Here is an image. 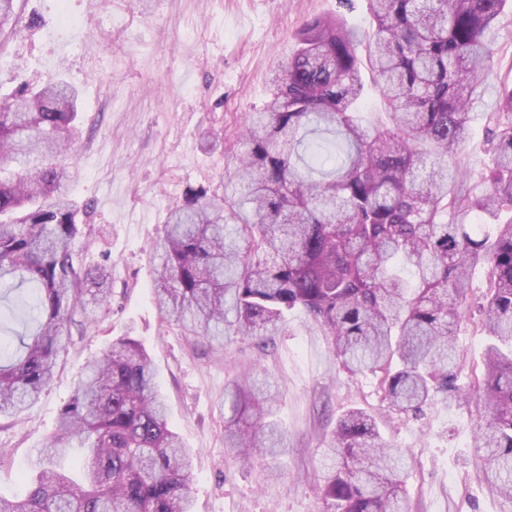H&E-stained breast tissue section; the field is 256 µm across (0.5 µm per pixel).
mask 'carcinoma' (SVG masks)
I'll list each match as a JSON object with an SVG mask.
<instances>
[{"label":"carcinoma","mask_w":512,"mask_h":512,"mask_svg":"<svg viewBox=\"0 0 512 512\" xmlns=\"http://www.w3.org/2000/svg\"><path fill=\"white\" fill-rule=\"evenodd\" d=\"M506 2L369 0L368 34L339 16L308 20L264 105L244 114L224 195L190 188L171 207L155 294L186 336L221 348L273 336L301 310L346 370L381 373L399 415L419 416L440 394L476 397L486 485L512 503V85L487 82ZM16 9L0 0V35L17 32ZM363 42L388 125L360 117ZM487 97L492 163L477 194L453 161ZM77 100L54 79L0 97V288L35 285L9 309L32 331L17 334V352L0 343V417L34 404L75 316L93 325L89 301L112 294L108 260L86 268L72 249L92 232L68 194L79 172L64 162ZM479 264L488 343L481 379L462 389L455 326ZM227 395L226 450L280 455L268 381L244 375ZM324 455L323 512H401L406 455L366 411L338 420ZM34 468L27 495L0 496V512H193L189 449L168 427L148 353L127 335L87 367Z\"/></svg>","instance_id":"carcinoma-1"}]
</instances>
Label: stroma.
<instances>
[{"mask_svg":"<svg viewBox=\"0 0 512 512\" xmlns=\"http://www.w3.org/2000/svg\"><path fill=\"white\" fill-rule=\"evenodd\" d=\"M338 10L337 0H19L25 29L0 46V80L59 74L78 89L82 136L67 157L80 175L70 195L96 231L75 249L87 265L110 258L112 296L96 326L72 327L39 400L0 420L1 496H25L78 374L129 335L152 359L172 429L194 450V512H320L321 450L352 407L379 413L385 438L406 449V512H512L483 483L475 402L440 398L417 418L380 412L378 375L347 372L299 310L268 347L245 340L224 351L187 340L156 308L155 245L169 206L191 187L223 193L224 150L244 113L264 104L270 73L294 53L303 24ZM487 125L474 115L458 156L475 184L489 161ZM472 285L457 323L465 382L481 375L486 338L475 300L486 290L485 267L473 270ZM253 370L268 377L287 433L270 478L258 458L224 454L226 389Z\"/></svg>","mask_w":512,"mask_h":512,"instance_id":"1","label":"stroma"}]
</instances>
